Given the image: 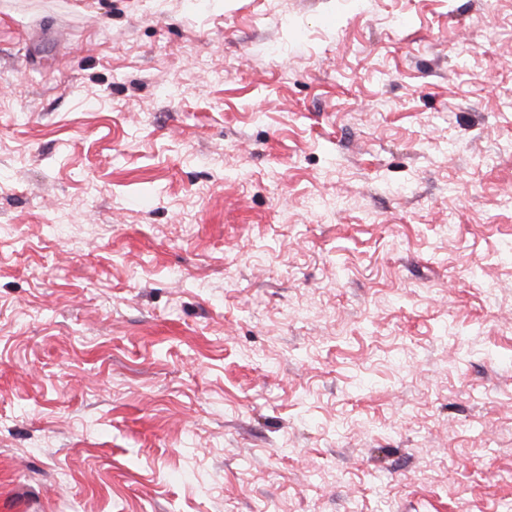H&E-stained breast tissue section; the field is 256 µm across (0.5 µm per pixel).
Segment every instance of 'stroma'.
<instances>
[{"label": "stroma", "instance_id": "1", "mask_svg": "<svg viewBox=\"0 0 512 512\" xmlns=\"http://www.w3.org/2000/svg\"><path fill=\"white\" fill-rule=\"evenodd\" d=\"M4 477L512 502V0H0Z\"/></svg>", "mask_w": 512, "mask_h": 512}]
</instances>
